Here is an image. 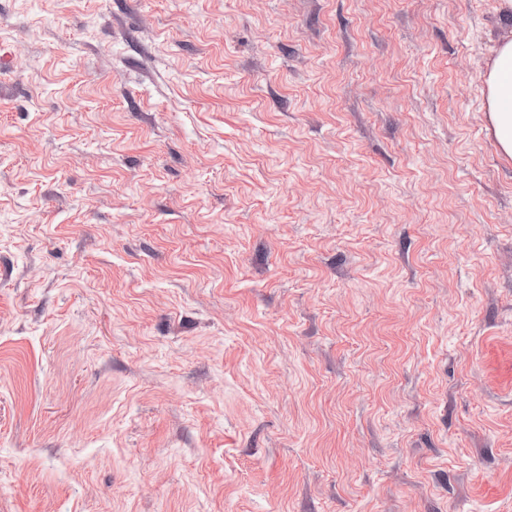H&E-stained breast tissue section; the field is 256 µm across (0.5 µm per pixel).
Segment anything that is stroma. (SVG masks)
<instances>
[{
    "label": "stroma",
    "mask_w": 512,
    "mask_h": 512,
    "mask_svg": "<svg viewBox=\"0 0 512 512\" xmlns=\"http://www.w3.org/2000/svg\"><path fill=\"white\" fill-rule=\"evenodd\" d=\"M500 0H0V512H512ZM484 106L500 152L512 157V38L506 36L494 51L484 74Z\"/></svg>",
    "instance_id": "35a3bbf8"
}]
</instances>
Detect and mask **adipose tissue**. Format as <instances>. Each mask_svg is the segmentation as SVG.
Segmentation results:
<instances>
[{"label": "adipose tissue", "instance_id": "obj_1", "mask_svg": "<svg viewBox=\"0 0 512 512\" xmlns=\"http://www.w3.org/2000/svg\"><path fill=\"white\" fill-rule=\"evenodd\" d=\"M485 110L500 152L512 157V38H504L484 78Z\"/></svg>", "mask_w": 512, "mask_h": 512}]
</instances>
